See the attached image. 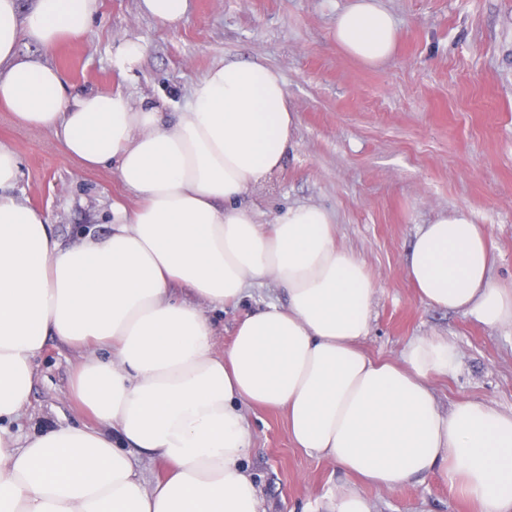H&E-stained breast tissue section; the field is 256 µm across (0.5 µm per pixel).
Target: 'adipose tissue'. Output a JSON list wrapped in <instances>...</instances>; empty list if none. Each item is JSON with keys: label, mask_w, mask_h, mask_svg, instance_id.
I'll use <instances>...</instances> for the list:
<instances>
[{"label": "adipose tissue", "mask_w": 512, "mask_h": 512, "mask_svg": "<svg viewBox=\"0 0 512 512\" xmlns=\"http://www.w3.org/2000/svg\"><path fill=\"white\" fill-rule=\"evenodd\" d=\"M99 0H0V103L54 134L83 167L115 164L138 204L112 201L110 230L66 241L16 189L21 162L0 142V512H260L245 461L246 408L284 411L305 452L356 478L326 512H371L366 486L422 476L456 485L471 512H512V413L480 400L440 408L432 387L457 366L443 336L370 358L375 288L337 246L330 213L298 205L257 223L239 200L278 171L297 127L282 76L259 63L213 66L173 123L122 92H67L60 71L21 58L82 34ZM337 47L387 61L397 28L381 0H350ZM407 274L427 306L512 327V282L491 275L486 229L464 213L418 230ZM269 283L285 294L246 314L218 351L211 310ZM190 290L192 301L175 297ZM74 348L70 394L91 423L18 438L47 339ZM168 466L146 483L136 457Z\"/></svg>", "instance_id": "1"}]
</instances>
